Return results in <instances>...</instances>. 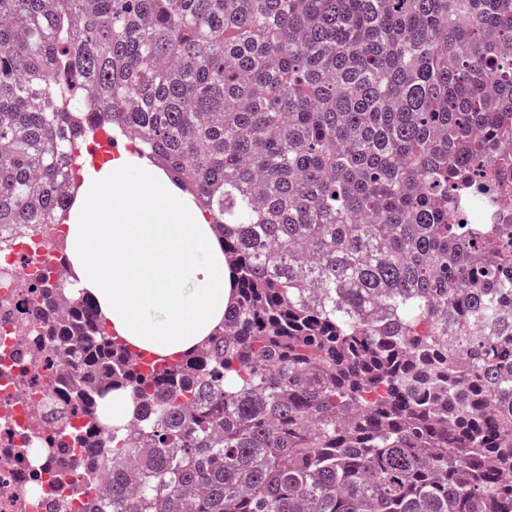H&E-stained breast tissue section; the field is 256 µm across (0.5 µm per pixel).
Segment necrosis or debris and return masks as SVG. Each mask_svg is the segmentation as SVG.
<instances>
[{
    "instance_id": "4bbe7bcc",
    "label": "necrosis or debris",
    "mask_w": 512,
    "mask_h": 512,
    "mask_svg": "<svg viewBox=\"0 0 512 512\" xmlns=\"http://www.w3.org/2000/svg\"><path fill=\"white\" fill-rule=\"evenodd\" d=\"M65 230L43 224L0 232V512H52L58 502L87 512L104 495L105 473L88 471V451L74 441L87 421L58 390L76 369L55 353L33 311L41 273L71 285L54 251Z\"/></svg>"
}]
</instances>
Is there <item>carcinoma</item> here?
Instances as JSON below:
<instances>
[{"mask_svg": "<svg viewBox=\"0 0 512 512\" xmlns=\"http://www.w3.org/2000/svg\"><path fill=\"white\" fill-rule=\"evenodd\" d=\"M100 130L234 286L163 361L87 296L41 311L87 434L134 406L89 512H512V234L456 223L512 166V0H0V230L69 211ZM131 409V401L126 395L111 393L106 398V413L103 423L112 426V422H117L126 417Z\"/></svg>", "mask_w": 512, "mask_h": 512, "instance_id": "1", "label": "carcinoma"}]
</instances>
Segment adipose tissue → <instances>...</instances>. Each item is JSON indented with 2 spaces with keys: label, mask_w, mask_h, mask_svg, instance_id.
<instances>
[{
  "label": "adipose tissue",
  "mask_w": 512,
  "mask_h": 512,
  "mask_svg": "<svg viewBox=\"0 0 512 512\" xmlns=\"http://www.w3.org/2000/svg\"><path fill=\"white\" fill-rule=\"evenodd\" d=\"M75 287L133 349L193 350L231 297L222 246L193 198L147 158L86 168L67 225Z\"/></svg>",
  "instance_id": "ef3b65f1"
}]
</instances>
